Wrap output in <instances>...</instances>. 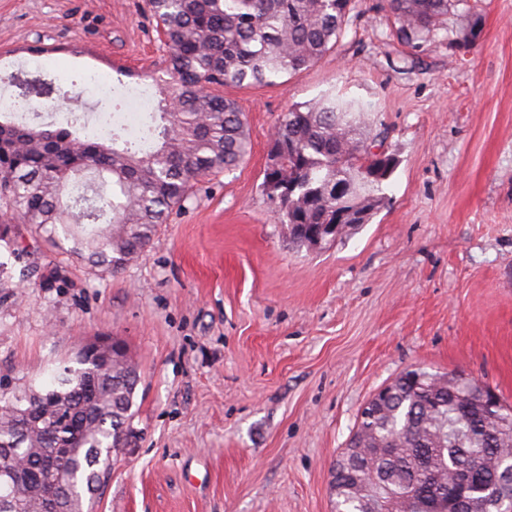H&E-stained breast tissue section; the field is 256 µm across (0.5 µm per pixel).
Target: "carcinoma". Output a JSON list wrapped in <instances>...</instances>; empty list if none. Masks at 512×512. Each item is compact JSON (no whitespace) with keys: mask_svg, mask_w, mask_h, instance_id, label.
Masks as SVG:
<instances>
[{"mask_svg":"<svg viewBox=\"0 0 512 512\" xmlns=\"http://www.w3.org/2000/svg\"><path fill=\"white\" fill-rule=\"evenodd\" d=\"M464 0H387L392 35L416 46L444 29ZM168 49L156 80L160 99L146 150L78 136V130L14 121L0 112V213L17 214L51 244L117 273L151 242L155 228L203 177L235 170L250 150L246 118L213 92L226 84L273 85L314 65L345 33L353 0H148ZM388 132L362 105L327 94L283 114L271 143L288 145L279 168L265 170L267 197L304 243L300 224H368L388 201L394 155L368 145ZM112 366L72 359L49 388L0 393V512H92L83 500L107 481L111 453L125 446L140 375L121 343ZM422 376L417 382L410 374ZM422 367L392 384L385 412L364 418L356 435L381 453L336 474V512H364L356 484L381 512H429L436 501L457 512L482 499L512 469L495 437L512 405L489 394L482 409L455 387H436Z\"/></svg>","mask_w":512,"mask_h":512,"instance_id":"cac0c4a2","label":"carcinoma"}]
</instances>
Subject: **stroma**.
<instances>
[{
    "label": "stroma",
    "mask_w": 512,
    "mask_h": 512,
    "mask_svg": "<svg viewBox=\"0 0 512 512\" xmlns=\"http://www.w3.org/2000/svg\"><path fill=\"white\" fill-rule=\"evenodd\" d=\"M398 43L385 0H354L336 46L265 86L227 85L251 151L195 185L123 270L13 221L0 240V392L48 385L108 333L137 364L130 434L94 512H335L332 469L366 402L413 366L512 403V0H470ZM147 0H0V63L39 57L74 92L164 67ZM327 93L385 124L397 159L371 223L310 248L262 191L268 142Z\"/></svg>",
    "instance_id": "obj_1"
}]
</instances>
